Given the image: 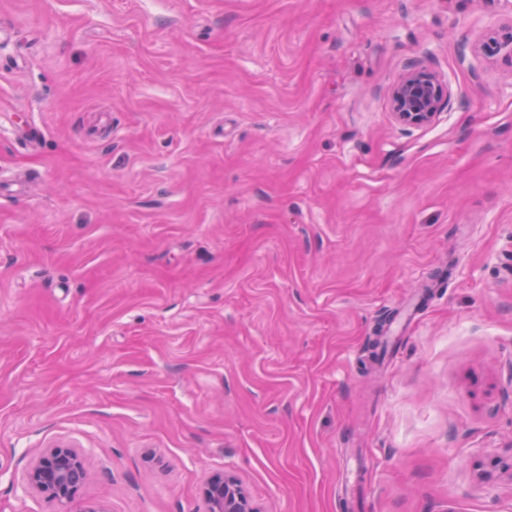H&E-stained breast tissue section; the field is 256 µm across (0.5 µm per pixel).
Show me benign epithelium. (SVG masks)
Instances as JSON below:
<instances>
[{"mask_svg": "<svg viewBox=\"0 0 512 512\" xmlns=\"http://www.w3.org/2000/svg\"><path fill=\"white\" fill-rule=\"evenodd\" d=\"M512 53V36L491 37L483 51L494 56ZM392 116L407 126L431 124L446 105V88L433 72L411 67L390 88ZM87 477L82 455L67 445L47 449L26 474L27 486L66 508L74 503ZM206 512H260L236 476L228 471L213 474L201 487Z\"/></svg>", "mask_w": 512, "mask_h": 512, "instance_id": "7a95c632", "label": "benign epithelium"}]
</instances>
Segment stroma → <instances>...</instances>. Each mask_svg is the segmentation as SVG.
I'll use <instances>...</instances> for the list:
<instances>
[{
  "label": "stroma",
  "instance_id": "stroma-1",
  "mask_svg": "<svg viewBox=\"0 0 512 512\" xmlns=\"http://www.w3.org/2000/svg\"><path fill=\"white\" fill-rule=\"evenodd\" d=\"M512 0H0V512H512ZM435 123L391 114L409 67ZM392 116L407 126L431 124L446 105V88L433 72L411 67L390 88ZM87 477L82 455L67 445L47 449L26 474L27 486L67 508ZM206 512H261L234 474H213L201 487Z\"/></svg>",
  "mask_w": 512,
  "mask_h": 512
}]
</instances>
